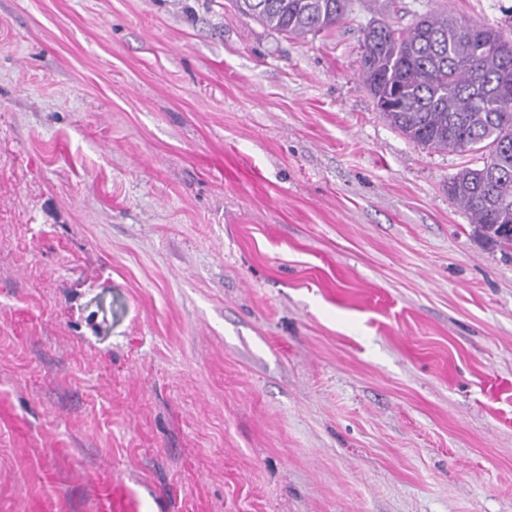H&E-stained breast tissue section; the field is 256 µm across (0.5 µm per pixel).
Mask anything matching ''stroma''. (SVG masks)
Returning <instances> with one entry per match:
<instances>
[{
	"instance_id": "1",
	"label": "stroma",
	"mask_w": 512,
	"mask_h": 512,
	"mask_svg": "<svg viewBox=\"0 0 512 512\" xmlns=\"http://www.w3.org/2000/svg\"><path fill=\"white\" fill-rule=\"evenodd\" d=\"M351 0H0V512H512V256L377 110ZM243 15L295 38L335 27L346 16L350 0H235ZM143 501L120 479L104 482L96 496L97 512H146Z\"/></svg>"
}]
</instances>
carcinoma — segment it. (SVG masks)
Masks as SVG:
<instances>
[{
  "mask_svg": "<svg viewBox=\"0 0 512 512\" xmlns=\"http://www.w3.org/2000/svg\"><path fill=\"white\" fill-rule=\"evenodd\" d=\"M243 15L295 38L328 30L350 0H235ZM365 85L390 125L427 148L471 152L448 181L487 240L512 251V41L442 11L405 30L370 26L360 46Z\"/></svg>",
  "mask_w": 512,
  "mask_h": 512,
  "instance_id": "carcinoma-1",
  "label": "carcinoma"
}]
</instances>
